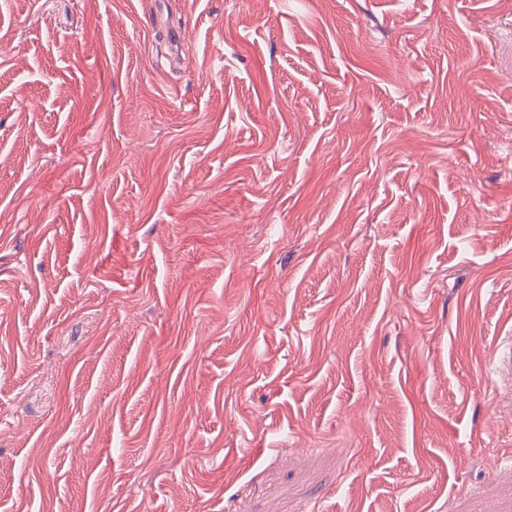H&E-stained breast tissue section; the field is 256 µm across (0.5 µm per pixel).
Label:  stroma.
<instances>
[{"label": "stroma", "mask_w": 512, "mask_h": 512, "mask_svg": "<svg viewBox=\"0 0 512 512\" xmlns=\"http://www.w3.org/2000/svg\"><path fill=\"white\" fill-rule=\"evenodd\" d=\"M0 512H512V0H0Z\"/></svg>", "instance_id": "35a3bbf8"}]
</instances>
